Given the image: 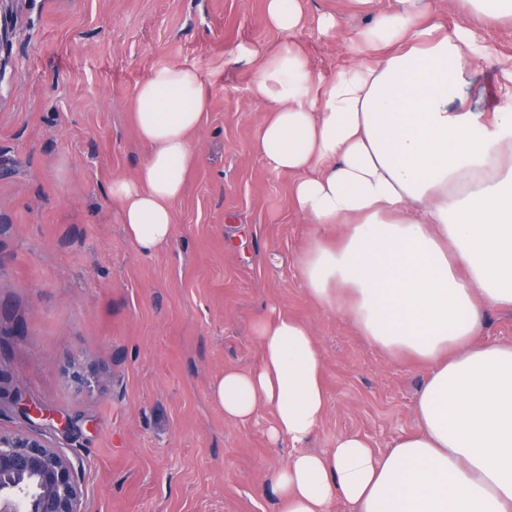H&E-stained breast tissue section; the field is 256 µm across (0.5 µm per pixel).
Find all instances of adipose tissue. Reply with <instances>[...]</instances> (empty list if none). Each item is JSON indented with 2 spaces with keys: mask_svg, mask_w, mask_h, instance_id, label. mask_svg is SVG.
I'll use <instances>...</instances> for the list:
<instances>
[{
  "mask_svg": "<svg viewBox=\"0 0 512 512\" xmlns=\"http://www.w3.org/2000/svg\"><path fill=\"white\" fill-rule=\"evenodd\" d=\"M453 2L475 22L512 24V0ZM348 51L328 81L293 44L260 62L257 148L295 174L291 204L318 228L300 259L316 304L425 370L417 425L382 450L341 435L305 451L328 408L324 360L281 314L257 323L260 365L225 371L212 397L231 420L272 409L271 442L292 447L271 478L279 512H328L339 498L352 512H512V345L478 340L484 311L512 310V88L491 111L454 110L466 67L491 49L426 0H392ZM205 109L190 67H159L137 88L132 117L151 152L110 193L141 252L172 241Z\"/></svg>",
  "mask_w": 512,
  "mask_h": 512,
  "instance_id": "adipose-tissue-1",
  "label": "adipose tissue"
}]
</instances>
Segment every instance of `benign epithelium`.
<instances>
[{"label":"benign epithelium","instance_id":"1","mask_svg":"<svg viewBox=\"0 0 512 512\" xmlns=\"http://www.w3.org/2000/svg\"><path fill=\"white\" fill-rule=\"evenodd\" d=\"M81 470L36 436L0 433V512H82Z\"/></svg>","mask_w":512,"mask_h":512}]
</instances>
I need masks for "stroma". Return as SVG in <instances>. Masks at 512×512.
<instances>
[{
	"label": "stroma",
	"mask_w": 512,
	"mask_h": 512,
	"mask_svg": "<svg viewBox=\"0 0 512 512\" xmlns=\"http://www.w3.org/2000/svg\"><path fill=\"white\" fill-rule=\"evenodd\" d=\"M304 26L272 27L265 0H18L0 49V431L44 438L83 463L85 512H277L268 477L288 461L272 412L225 419L211 389L256 366L253 329L282 313L321 350L326 417L307 443L359 433L386 448L415 426L421 370L386 358L346 318L321 310L299 272L316 225L289 204L293 175L256 147L258 55L300 45L314 75L350 64L371 10L300 0ZM335 14L324 33L319 19ZM478 40L512 54V27ZM256 59H242L241 47ZM497 55V57H498ZM497 57L467 74L464 105H499ZM195 69L207 111L197 164L173 205L170 246L126 237L113 178L135 179L150 153L131 117L158 67ZM22 404L41 408L25 417Z\"/></svg>",
	"instance_id": "obj_1"
}]
</instances>
